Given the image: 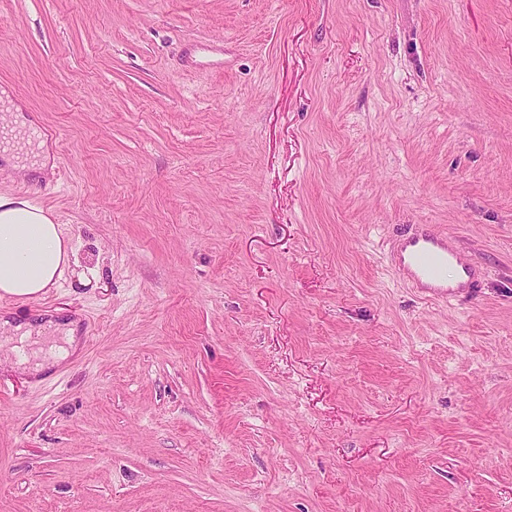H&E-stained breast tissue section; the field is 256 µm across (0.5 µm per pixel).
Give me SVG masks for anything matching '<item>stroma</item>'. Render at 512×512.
Listing matches in <instances>:
<instances>
[{
	"label": "stroma",
	"instance_id": "35a3bbf8",
	"mask_svg": "<svg viewBox=\"0 0 512 512\" xmlns=\"http://www.w3.org/2000/svg\"><path fill=\"white\" fill-rule=\"evenodd\" d=\"M3 86L81 348L0 350V512H512V0H0ZM393 261L400 278L429 297L450 299L478 287L476 270L444 235L425 232L402 239ZM448 268L454 270L452 278ZM64 326V334L65 340L68 344V349L63 350L59 354L52 353V362L45 359L40 362H36L34 365H28V373L31 377L35 376L37 381L40 380L38 378V374L43 372L47 367H51L52 365L58 364L62 360L68 359L70 356H75L79 353L80 342L78 336L76 335L77 331V322L75 321H67L62 324Z\"/></svg>",
	"mask_w": 512,
	"mask_h": 512
}]
</instances>
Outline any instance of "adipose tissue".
<instances>
[{"instance_id": "ef3b65f1", "label": "adipose tissue", "mask_w": 512, "mask_h": 512, "mask_svg": "<svg viewBox=\"0 0 512 512\" xmlns=\"http://www.w3.org/2000/svg\"><path fill=\"white\" fill-rule=\"evenodd\" d=\"M77 250L50 209L0 192V297L28 301L58 287Z\"/></svg>"}]
</instances>
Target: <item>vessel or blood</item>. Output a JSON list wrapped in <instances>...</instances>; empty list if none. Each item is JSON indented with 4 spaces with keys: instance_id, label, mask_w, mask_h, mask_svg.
I'll use <instances>...</instances> for the list:
<instances>
[{
    "instance_id": "1",
    "label": "vessel or blood",
    "mask_w": 512,
    "mask_h": 512,
    "mask_svg": "<svg viewBox=\"0 0 512 512\" xmlns=\"http://www.w3.org/2000/svg\"><path fill=\"white\" fill-rule=\"evenodd\" d=\"M393 261L404 282L433 298L450 299L478 285L474 267L444 235L425 232L402 239Z\"/></svg>"
}]
</instances>
